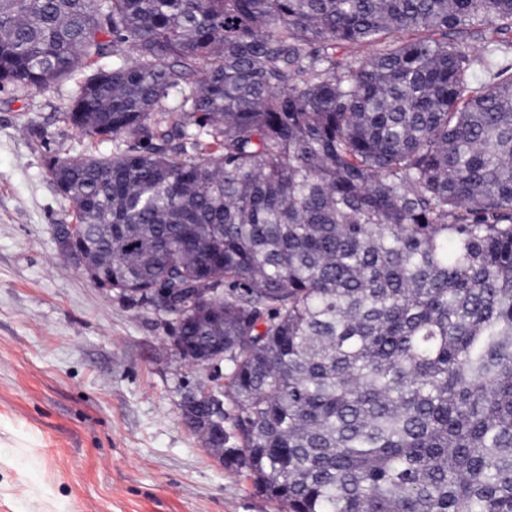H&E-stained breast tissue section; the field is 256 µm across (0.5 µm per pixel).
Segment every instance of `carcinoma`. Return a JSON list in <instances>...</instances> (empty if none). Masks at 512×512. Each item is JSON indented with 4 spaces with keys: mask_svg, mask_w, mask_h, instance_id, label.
<instances>
[{
    "mask_svg": "<svg viewBox=\"0 0 512 512\" xmlns=\"http://www.w3.org/2000/svg\"><path fill=\"white\" fill-rule=\"evenodd\" d=\"M76 71L64 121L125 148L48 173L97 282L224 348V466L512 512V0H0V86Z\"/></svg>",
    "mask_w": 512,
    "mask_h": 512,
    "instance_id": "cac0c4a2",
    "label": "carcinoma"
}]
</instances>
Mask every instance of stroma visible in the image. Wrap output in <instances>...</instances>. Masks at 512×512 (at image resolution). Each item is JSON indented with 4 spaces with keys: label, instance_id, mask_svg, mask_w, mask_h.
Listing matches in <instances>:
<instances>
[{
    "label": "stroma",
    "instance_id": "1",
    "mask_svg": "<svg viewBox=\"0 0 512 512\" xmlns=\"http://www.w3.org/2000/svg\"><path fill=\"white\" fill-rule=\"evenodd\" d=\"M76 88H0V512H284L184 423L172 319L98 288L57 250L50 156L112 155L63 122Z\"/></svg>",
    "mask_w": 512,
    "mask_h": 512
}]
</instances>
